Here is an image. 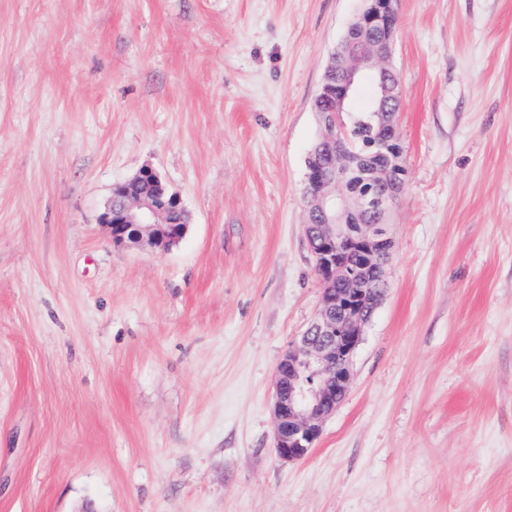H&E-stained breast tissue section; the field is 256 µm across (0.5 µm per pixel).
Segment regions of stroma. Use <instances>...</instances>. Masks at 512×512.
<instances>
[{
    "mask_svg": "<svg viewBox=\"0 0 512 512\" xmlns=\"http://www.w3.org/2000/svg\"><path fill=\"white\" fill-rule=\"evenodd\" d=\"M363 0H0V512H512V0H396L383 298L303 460L313 100ZM153 167L188 231L116 247Z\"/></svg>",
    "mask_w": 512,
    "mask_h": 512,
    "instance_id": "1",
    "label": "stroma"
}]
</instances>
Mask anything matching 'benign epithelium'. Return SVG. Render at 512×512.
Returning a JSON list of instances; mask_svg holds the SVG:
<instances>
[{
  "label": "benign epithelium",
  "instance_id": "benign-epithelium-1",
  "mask_svg": "<svg viewBox=\"0 0 512 512\" xmlns=\"http://www.w3.org/2000/svg\"><path fill=\"white\" fill-rule=\"evenodd\" d=\"M332 55L342 81L320 85L316 99L333 96L336 111L324 112L321 142L332 167H308L307 212L320 223L305 225L314 272L323 285L315 320L278 361L274 400V447L285 461L305 458L318 441L323 424L344 398L351 382L353 356L386 284V265L393 248L388 216L402 184L393 180L403 170L397 136L399 84L389 65L397 24L395 0H363ZM378 79L370 108L371 125L381 162L372 165L370 180L389 189L369 197L352 188L364 160L354 151L341 114L350 110L362 78ZM138 176L152 178L156 195L128 193L119 207L103 215L112 243L166 251L185 237L188 225L168 220L165 186L150 167Z\"/></svg>",
  "mask_w": 512,
  "mask_h": 512
}]
</instances>
